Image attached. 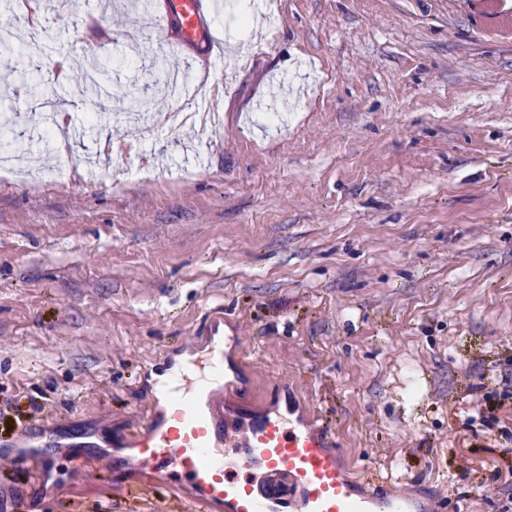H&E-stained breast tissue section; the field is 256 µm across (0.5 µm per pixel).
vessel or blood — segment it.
Masks as SVG:
<instances>
[{
	"label": "vessel or blood",
	"mask_w": 512,
	"mask_h": 512,
	"mask_svg": "<svg viewBox=\"0 0 512 512\" xmlns=\"http://www.w3.org/2000/svg\"><path fill=\"white\" fill-rule=\"evenodd\" d=\"M502 32H512V11L501 0H479ZM220 0H148L168 40L189 56H214L210 28ZM243 349L229 334L214 342L207 377L190 392L172 383L153 398L140 422L112 452L113 470L133 461L142 480L184 478L205 512H412L408 491L373 478L355 479L327 435L287 415L263 412L239 427L226 425L212 387L224 382V348Z\"/></svg>",
	"instance_id": "b4317fda"
}]
</instances>
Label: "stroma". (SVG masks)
Here are the masks:
<instances>
[{
  "label": "stroma",
  "instance_id": "stroma-1",
  "mask_svg": "<svg viewBox=\"0 0 512 512\" xmlns=\"http://www.w3.org/2000/svg\"><path fill=\"white\" fill-rule=\"evenodd\" d=\"M227 2L223 69L188 64L207 129L129 0H41L51 52L0 61V448L119 441L220 311L249 338L232 401L315 411L355 473L437 512H512V35L457 0ZM63 60L106 64L101 97ZM18 505L179 496L131 505L44 455L0 462Z\"/></svg>",
  "mask_w": 512,
  "mask_h": 512
}]
</instances>
